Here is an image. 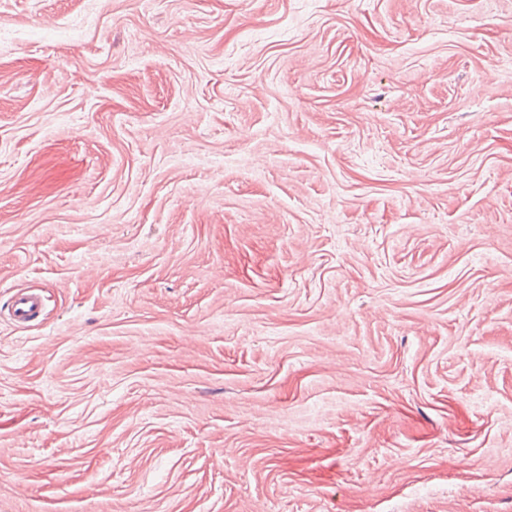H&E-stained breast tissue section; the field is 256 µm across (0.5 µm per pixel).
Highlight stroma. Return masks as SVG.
Segmentation results:
<instances>
[{
    "label": "stroma",
    "mask_w": 512,
    "mask_h": 512,
    "mask_svg": "<svg viewBox=\"0 0 512 512\" xmlns=\"http://www.w3.org/2000/svg\"><path fill=\"white\" fill-rule=\"evenodd\" d=\"M510 61L512 0H0V512H512ZM44 309L41 294L26 289H18L11 297L9 318L16 326H27L37 321Z\"/></svg>",
    "instance_id": "stroma-1"
}]
</instances>
